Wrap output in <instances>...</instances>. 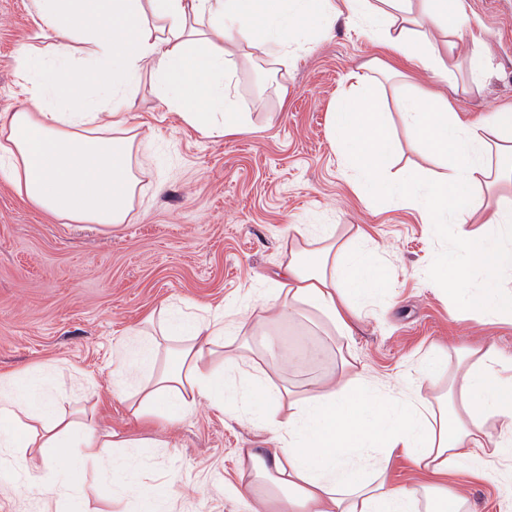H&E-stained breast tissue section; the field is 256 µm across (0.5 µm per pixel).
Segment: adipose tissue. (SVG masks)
Here are the masks:
<instances>
[{
    "instance_id": "obj_1",
    "label": "adipose tissue",
    "mask_w": 512,
    "mask_h": 512,
    "mask_svg": "<svg viewBox=\"0 0 512 512\" xmlns=\"http://www.w3.org/2000/svg\"><path fill=\"white\" fill-rule=\"evenodd\" d=\"M344 11L377 44L446 83L456 69L452 40L465 34L472 80L490 70L485 36L465 0H32L34 35L53 36L54 52L31 45L18 58L31 104L0 113V178L57 219L125 223L139 176L124 100L142 72L203 136L240 134L250 121L230 95L235 55L255 46L280 56L288 29L304 20L321 29ZM433 28L443 41L429 39ZM76 43L94 69L73 59ZM346 81L331 105L330 133L359 189L416 210L431 233L455 225L436 270L439 289L487 321L512 319V195L499 190L512 184V110L466 125L448 98L428 108L404 98L400 109L416 145L442 166L429 179L416 170L395 176L390 167L401 146L369 94L374 78L354 71ZM474 220L482 231L469 230ZM366 240L360 231L338 236L332 224L299 228L281 279L253 301V326L229 306L193 322L164 306L117 350L125 373L117 394L135 418H181L211 398L274 434L268 454L240 451L244 479L236 493L254 501V512H469L466 498L449 491L448 474L482 463L488 448L512 455V368H499L492 344L459 347L452 371L446 353H429L421 364L427 396L377 393L348 352L339 355L340 378L302 391L274 381L282 357L276 328L309 315L325 335H351L361 302L386 288V269ZM491 419L500 423L495 437L485 428ZM34 445L53 452L42 493L52 499L63 484L78 482L88 499L104 490L82 484V455L112 475L125 468L115 449L135 442L67 420L33 387L0 377V460ZM397 456L432 482L393 485L388 465Z\"/></svg>"
}]
</instances>
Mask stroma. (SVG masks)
<instances>
[{
    "label": "stroma",
    "instance_id": "1",
    "mask_svg": "<svg viewBox=\"0 0 512 512\" xmlns=\"http://www.w3.org/2000/svg\"><path fill=\"white\" fill-rule=\"evenodd\" d=\"M466 5L493 54L491 75L473 90L460 71L458 91L446 92L437 76L372 45L344 15L323 35L296 28L290 64H274L256 50L235 69L231 95L251 116L249 133L201 135L142 74L126 94L127 112L151 158L125 223L55 220L0 179V376L42 373L61 414L139 441L120 451L127 462L122 498L90 501L87 512H140L145 490L167 484L179 496L159 503V512H249L234 493L238 454L273 448L272 433L206 398L173 423L140 424L112 395L121 381L113 355L123 332L163 304L200 315L232 305L254 321L252 298L280 278L294 226L365 229L391 284L365 302L351 337L325 336L304 319L283 329L287 361L275 380L303 388L330 376V352L340 347L377 382L407 394L422 388L420 363L436 348L494 344L512 362V323H481L437 288L436 268L451 237L430 235L415 210L367 204L328 134L330 105L347 75L369 64L401 71L377 85L402 143L401 168L428 173L438 165L413 146L396 98L447 93L467 123L512 107V0ZM29 9L30 0H0V59L7 61L0 66V113L24 103L17 60L33 35ZM47 457V450L30 448L24 469L0 463V512H69V495L48 502L23 486L26 476L44 475ZM448 485L469 497L474 512L504 508L491 479L463 471Z\"/></svg>",
    "mask_w": 512,
    "mask_h": 512
}]
</instances>
